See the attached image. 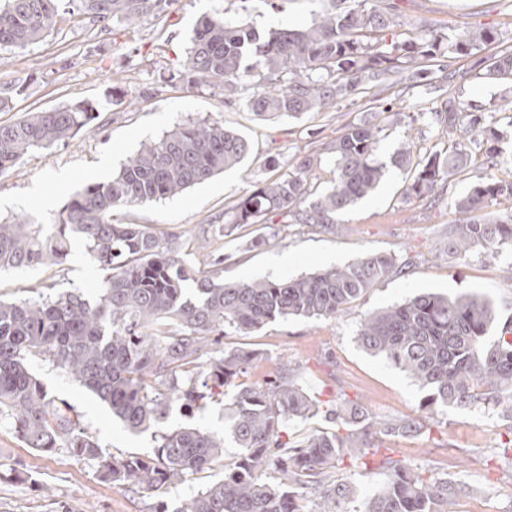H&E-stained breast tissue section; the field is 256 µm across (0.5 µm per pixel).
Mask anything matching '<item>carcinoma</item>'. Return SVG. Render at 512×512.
<instances>
[{"mask_svg":"<svg viewBox=\"0 0 512 512\" xmlns=\"http://www.w3.org/2000/svg\"><path fill=\"white\" fill-rule=\"evenodd\" d=\"M57 0H7L0 8V49H23L56 28ZM90 22L118 17L132 22L160 11L167 0H76ZM310 25L260 33L249 22L200 21L183 63L193 83L216 81L224 98L248 83L249 99L262 116L325 112L353 102L363 91L390 80L405 89L437 92L433 64L445 53L468 55L497 36L486 29L464 32L444 45L422 26L382 49L383 32L396 24L392 0H325ZM486 75L512 76V49L493 57ZM28 78L0 86V112ZM463 108L452 97L432 100L428 113L448 136L451 149L414 157L404 148L392 165L413 171L404 196H432L439 185L466 168V142L490 141L484 114L459 120ZM98 118L91 103L38 111L0 123V171L27 153L72 140ZM382 129L369 120L345 126L325 150L331 155V186L317 191L313 176L322 159L306 155L293 171L265 179L233 207L229 223L261 224L285 214L298 224L336 231V215L377 189L385 166L376 159ZM249 154L241 135L212 121L174 128L141 144L112 177L72 195L50 230L19 215L0 223V269L58 263L80 239L100 267L109 271L102 291L89 300L78 291L37 299L0 301V424H7L29 448L52 452L65 447L96 463L107 480L158 492L205 472L224 460L226 442L239 448L224 466V478L171 510L155 512H305L303 500H317L313 512H452L462 488L437 479L421 466L384 456L382 489L349 510L351 488L329 481L343 460L365 468L380 449V437L417 433L413 420L376 421L352 403L322 407L282 369L268 387L241 386L224 402V434L180 427L161 432L154 456L109 458L81 427L64 400L49 394L31 367L39 357L79 382L133 433L160 427L172 405L203 410L245 372L255 352L224 351L221 338L232 330L248 334L277 319L336 318L380 280L398 272L395 260L369 253L346 267H330L291 279L226 282L224 255L201 262L183 255L174 234L139 224H116L120 209L181 194ZM499 196L512 197L511 182H481L457 202L469 214ZM512 242V224L461 226L448 249ZM493 320L483 297L420 293L368 314L357 339L370 354L401 369L427 391V408L472 409L499 404L512 395V320L488 336ZM321 416L329 426L306 439L282 440L288 423ZM274 481H263L273 450Z\"/></svg>","mask_w":512,"mask_h":512,"instance_id":"1","label":"carcinoma"}]
</instances>
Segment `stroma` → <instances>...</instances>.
Returning <instances> with one entry per match:
<instances>
[{
    "label": "stroma",
    "mask_w": 512,
    "mask_h": 512,
    "mask_svg": "<svg viewBox=\"0 0 512 512\" xmlns=\"http://www.w3.org/2000/svg\"><path fill=\"white\" fill-rule=\"evenodd\" d=\"M323 6V0H274L252 9L244 0H168L160 15H145L132 27L117 18L104 29L79 14L76 0H57V26L50 35L24 49H0V85L21 76L30 79L13 96L11 109L0 112V122L79 101L93 103L99 116L69 142L33 151L0 172V222L24 214L33 223H51L70 196L85 185L107 181L142 143L182 125L224 124L250 143L241 167L177 196L123 208L117 221L177 234L193 256L203 245L223 251L224 277L234 281L305 275L349 265L367 253L394 258L398 273L374 284L340 317L278 319L246 336L228 334L222 346L254 352L241 383L266 386L286 365L298 384L321 400L357 403L378 420L419 421L422 432L383 438L389 456L459 484L457 512H512V460L498 453L499 444L512 438V419H503L496 406L424 412V389L367 353L357 339L368 313L422 292L481 295L492 305L496 324L512 319V246L478 248L465 256L448 251L449 240L467 221L456 199L477 183L511 180L512 168L489 165L484 149L474 147L469 168L443 183L436 196L408 201L403 193L410 175L391 166L393 155L410 140L423 154L448 146L422 115L419 93H402L397 85L375 87L338 112L261 118L245 106L253 86H243L228 104L221 85L194 84L184 74L182 63L202 17L220 15L233 23L246 16L266 31L301 29ZM397 6L405 31L426 23L451 41L472 28L496 34L494 43L448 58L456 76L445 88L465 111H493L492 143L503 156L512 155V114L499 109L512 100V77L484 76L490 57L512 46V0H398ZM391 101L397 104L395 113L383 112V104ZM358 119L381 126L377 158L385 163L386 174L374 194L337 214L336 232L282 215L264 224L226 226L225 211L255 182L269 177L264 167L269 158L291 162L320 156L322 178L330 180L333 165L325 146L346 123ZM105 277L76 240L62 263L1 271L0 299L76 288L92 300ZM32 367L51 394L71 405L104 453L117 458L153 455L157 430L126 431L105 404L68 375L40 359ZM367 463L360 471L343 464L334 474L353 486L357 503L386 479L377 458ZM223 475L219 464L157 495L106 481L93 461L66 449L44 454L26 448L10 428L0 427V512H153L158 500L177 506Z\"/></svg>",
    "instance_id": "stroma-1"
}]
</instances>
